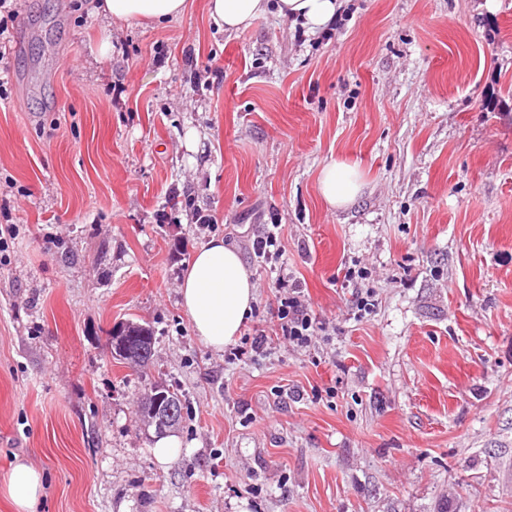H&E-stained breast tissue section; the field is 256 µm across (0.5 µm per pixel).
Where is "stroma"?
<instances>
[{
    "instance_id": "stroma-1",
    "label": "stroma",
    "mask_w": 512,
    "mask_h": 512,
    "mask_svg": "<svg viewBox=\"0 0 512 512\" xmlns=\"http://www.w3.org/2000/svg\"><path fill=\"white\" fill-rule=\"evenodd\" d=\"M187 2L126 26L21 0L9 30L0 477L40 469L35 512H512V0H344L315 37ZM333 159L364 177L343 209ZM266 224L326 329L231 360L179 277L223 237L257 288L245 331L272 334ZM130 320L155 335L139 369L110 353ZM157 382L185 401L171 463L135 415ZM363 181L356 165L345 160H331L324 165L319 178V190L333 208L349 205L361 192ZM263 229L257 239L254 240V253L255 256L261 259V262L270 264V267L276 268V264L280 262L284 251L282 250L278 235L274 231L277 229V225L271 224L272 228H269V224ZM272 248V249H271Z\"/></svg>"
}]
</instances>
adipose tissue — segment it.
<instances>
[{
  "mask_svg": "<svg viewBox=\"0 0 512 512\" xmlns=\"http://www.w3.org/2000/svg\"><path fill=\"white\" fill-rule=\"evenodd\" d=\"M340 7V0H208L207 5L212 22L227 32L247 29L272 12L313 35L331 25ZM186 10L187 0H101L98 7L109 20L125 24L176 19ZM362 188L356 165L348 161L334 159L321 170L319 190L330 207L349 205ZM178 292L193 335L218 352L235 342L257 302L255 283L238 250L220 237L194 252ZM42 491L41 471L20 459L0 481V493L16 512H31Z\"/></svg>",
  "mask_w": 512,
  "mask_h": 512,
  "instance_id": "ef3b65f1",
  "label": "adipose tissue"
}]
</instances>
